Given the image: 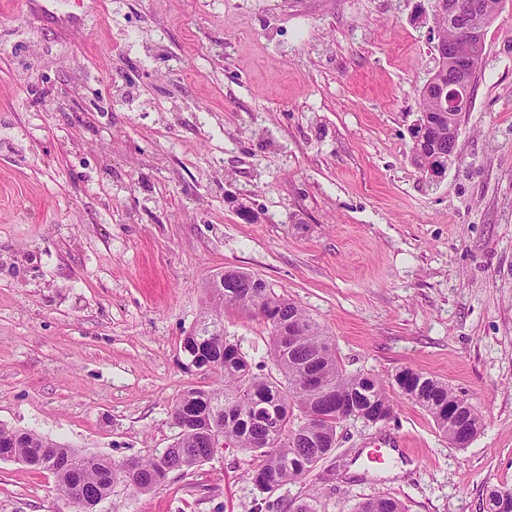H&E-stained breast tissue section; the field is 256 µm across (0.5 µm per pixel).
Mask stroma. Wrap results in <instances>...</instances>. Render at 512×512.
Masks as SVG:
<instances>
[{
    "instance_id": "35a3bbf8",
    "label": "stroma",
    "mask_w": 512,
    "mask_h": 512,
    "mask_svg": "<svg viewBox=\"0 0 512 512\" xmlns=\"http://www.w3.org/2000/svg\"><path fill=\"white\" fill-rule=\"evenodd\" d=\"M432 0H0V424L122 463L171 446L214 375L183 340L237 268L299 303L348 370L412 368L478 410L348 420L262 493L234 448L99 512H486L512 489V0L485 31L440 182L411 163L437 67ZM224 335L268 369L270 331ZM399 437L383 464L367 454ZM55 478L0 460V512H56ZM357 512H404L402 503L389 496L369 498L357 507Z\"/></svg>"
}]
</instances>
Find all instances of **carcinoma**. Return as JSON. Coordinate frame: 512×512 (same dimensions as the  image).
<instances>
[{
	"instance_id": "carcinoma-1",
	"label": "carcinoma",
	"mask_w": 512,
	"mask_h": 512,
	"mask_svg": "<svg viewBox=\"0 0 512 512\" xmlns=\"http://www.w3.org/2000/svg\"><path fill=\"white\" fill-rule=\"evenodd\" d=\"M465 10L466 23L480 30L496 17L501 0H478ZM448 43L462 53L471 50L457 35L448 17L435 16ZM440 120V140L413 139L411 161L427 175L439 165L448 146L457 145L462 112ZM215 306L198 328L184 338L189 358L210 362L208 371L221 377V386H192L182 392L174 410L185 425L173 444L137 459V473L129 483L143 493L164 482L174 470L191 469L224 448H236L259 461L250 480L262 493L304 477L335 449L337 428L348 419L376 425L394 416L395 396L416 402L433 419L450 444L461 433L476 436L481 417L473 405L448 421V407L460 398L448 383L411 368L396 373L389 383L364 372H349L340 362L323 328L296 302L277 295L268 284L234 268L224 270V287L213 289ZM231 305L258 314L270 329V361L275 373L257 374L240 347L224 337L218 309ZM18 460L55 477L60 500L74 512H95L112 486L125 481L122 465L83 454L38 433L0 425V458ZM89 488L93 498L82 506L73 500L77 486ZM487 512H512V489H493ZM357 512H404L389 496L369 498Z\"/></svg>"
}]
</instances>
